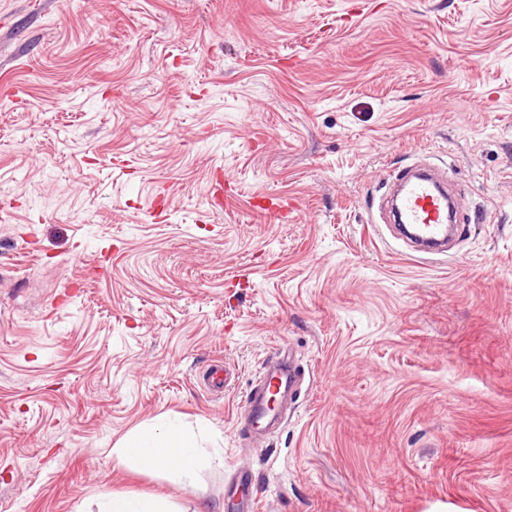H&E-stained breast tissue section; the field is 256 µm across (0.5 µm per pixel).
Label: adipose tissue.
Segmentation results:
<instances>
[{
    "mask_svg": "<svg viewBox=\"0 0 512 512\" xmlns=\"http://www.w3.org/2000/svg\"><path fill=\"white\" fill-rule=\"evenodd\" d=\"M113 454L119 462L139 469L170 465V481L181 486L191 485L197 473L212 461L196 437L174 422L139 430Z\"/></svg>",
    "mask_w": 512,
    "mask_h": 512,
    "instance_id": "ef3b65f1",
    "label": "adipose tissue"
}]
</instances>
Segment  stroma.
Wrapping results in <instances>:
<instances>
[{"label": "stroma", "mask_w": 512, "mask_h": 512, "mask_svg": "<svg viewBox=\"0 0 512 512\" xmlns=\"http://www.w3.org/2000/svg\"><path fill=\"white\" fill-rule=\"evenodd\" d=\"M417 161L456 255L371 207ZM277 350L304 382L255 441ZM175 418L223 462L117 464ZM112 493L512 512V0H0V512Z\"/></svg>", "instance_id": "stroma-1"}]
</instances>
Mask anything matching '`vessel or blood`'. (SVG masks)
<instances>
[{"instance_id":"1","label":"vessel or blood","mask_w":512,"mask_h":512,"mask_svg":"<svg viewBox=\"0 0 512 512\" xmlns=\"http://www.w3.org/2000/svg\"><path fill=\"white\" fill-rule=\"evenodd\" d=\"M395 213L403 237L424 253L445 252L460 235L448 221L447 174L430 166H414L397 173ZM298 374L279 363L269 367L260 384L247 397L246 418L251 433L260 434L283 424L289 393Z\"/></svg>"}]
</instances>
